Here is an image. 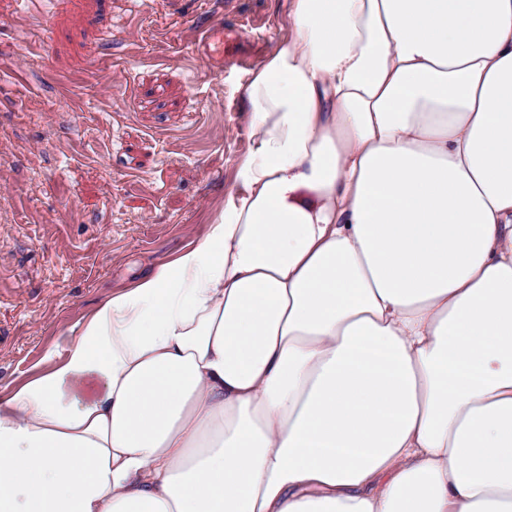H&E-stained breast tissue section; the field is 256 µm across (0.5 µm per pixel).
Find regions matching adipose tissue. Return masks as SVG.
Returning a JSON list of instances; mask_svg holds the SVG:
<instances>
[{
	"label": "adipose tissue",
	"mask_w": 512,
	"mask_h": 512,
	"mask_svg": "<svg viewBox=\"0 0 512 512\" xmlns=\"http://www.w3.org/2000/svg\"><path fill=\"white\" fill-rule=\"evenodd\" d=\"M204 233L0 397V512H512V0H289Z\"/></svg>",
	"instance_id": "ef3b65f1"
}]
</instances>
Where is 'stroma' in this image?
<instances>
[{
  "label": "stroma",
  "mask_w": 512,
  "mask_h": 512,
  "mask_svg": "<svg viewBox=\"0 0 512 512\" xmlns=\"http://www.w3.org/2000/svg\"><path fill=\"white\" fill-rule=\"evenodd\" d=\"M186 12L256 19L231 54L265 57L287 33L288 0H0V63L30 60L0 71V386L203 233L255 142L248 73L193 52Z\"/></svg>",
  "instance_id": "stroma-1"
}]
</instances>
